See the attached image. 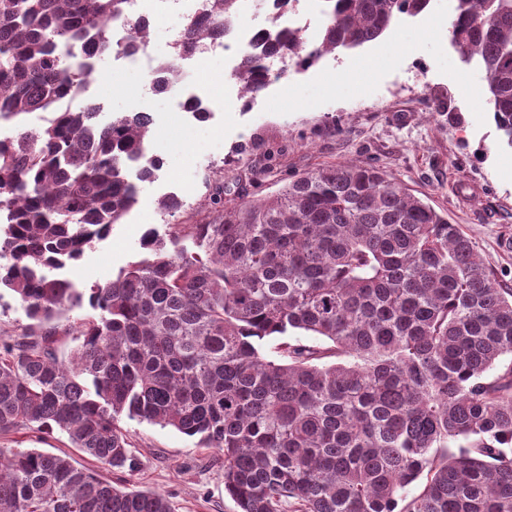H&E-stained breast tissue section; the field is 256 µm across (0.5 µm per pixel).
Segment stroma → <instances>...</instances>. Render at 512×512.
<instances>
[{
  "label": "stroma",
  "mask_w": 512,
  "mask_h": 512,
  "mask_svg": "<svg viewBox=\"0 0 512 512\" xmlns=\"http://www.w3.org/2000/svg\"><path fill=\"white\" fill-rule=\"evenodd\" d=\"M193 10L192 0L164 6L143 61L102 59L100 78L71 103L76 110L91 98L107 118L147 112L155 125L172 126L181 136L153 179L141 183L130 214L72 267L81 287L112 281L140 260V239L148 229L208 221L216 191L228 199L267 197L292 175L357 162L379 167L447 216L502 285L512 288V250L501 247L503 239H512V149L501 144L483 108L484 72L464 66L449 43L448 0H436L422 19H398L364 48L326 56L285 77L247 107L237 102V84L218 52L202 64H183L176 91L150 90L149 68L170 58L175 34ZM191 92L209 108L206 119L179 111L182 94ZM442 95L451 97L461 122L437 111ZM171 193L184 203L173 216L160 205ZM123 425L132 436L136 465L112 474V482L164 494L174 512H238L224 491L217 452L170 427L128 419ZM15 439L22 448L69 453L85 467L97 466L57 431H29Z\"/></svg>",
  "instance_id": "stroma-1"
}]
</instances>
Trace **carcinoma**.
Wrapping results in <instances>:
<instances>
[{
  "label": "carcinoma",
  "mask_w": 512,
  "mask_h": 512,
  "mask_svg": "<svg viewBox=\"0 0 512 512\" xmlns=\"http://www.w3.org/2000/svg\"><path fill=\"white\" fill-rule=\"evenodd\" d=\"M433 0H326L310 38L275 23L287 68L380 39ZM132 0H0V299L29 323L0 336V436L54 430L110 471L133 466L123 418L224 455L239 512H512V288L455 224L370 165L312 169L206 224L147 230L146 255L89 289L68 276L138 202L163 160L152 117L69 102ZM173 59L237 25L240 0H202ZM448 40L485 73V111L512 148V0H454ZM263 47L232 73L253 102ZM136 170V180L128 170ZM88 305L90 312H72ZM303 331L311 343L288 341ZM77 342L65 357L58 343ZM275 339L276 357L262 354ZM421 482L418 493L407 488ZM0 512H173L68 456L0 448Z\"/></svg>",
  "instance_id": "1"
}]
</instances>
